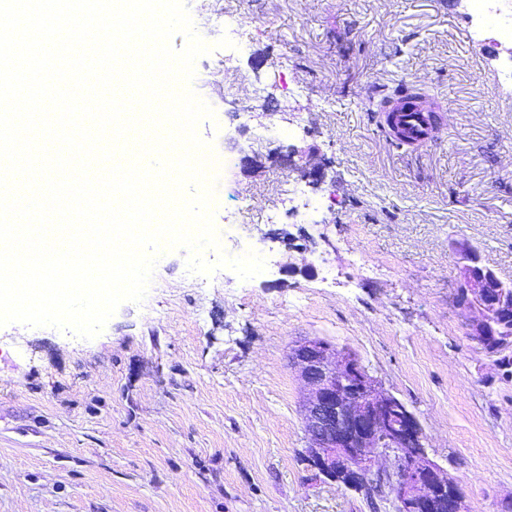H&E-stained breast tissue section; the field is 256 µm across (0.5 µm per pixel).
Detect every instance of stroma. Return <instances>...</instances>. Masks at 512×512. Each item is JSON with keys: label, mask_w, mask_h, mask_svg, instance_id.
<instances>
[{"label": "stroma", "mask_w": 512, "mask_h": 512, "mask_svg": "<svg viewBox=\"0 0 512 512\" xmlns=\"http://www.w3.org/2000/svg\"><path fill=\"white\" fill-rule=\"evenodd\" d=\"M185 2L212 46L191 87L214 111L198 126L222 160L214 225L267 271L192 274L171 250L92 339L0 326V512H393L303 463L290 353L306 338L353 352L407 406L469 512H504L512 378L454 295L462 241L512 282V45L474 40L455 0ZM401 82L445 118L418 148L367 109ZM291 146L295 165L270 160ZM294 184L320 208L268 223Z\"/></svg>", "instance_id": "stroma-1"}]
</instances>
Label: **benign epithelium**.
<instances>
[{
	"label": "benign epithelium",
	"instance_id": "1",
	"mask_svg": "<svg viewBox=\"0 0 512 512\" xmlns=\"http://www.w3.org/2000/svg\"><path fill=\"white\" fill-rule=\"evenodd\" d=\"M458 247L456 302L474 313L467 335L482 345L497 335V321L512 319V283L485 265L474 247ZM291 359L308 389L306 453L317 476L334 482L352 470L361 486L391 503L395 512H468L461 491L435 495L448 487V474L428 458L413 414L383 390L356 356L305 339L294 346ZM380 455L391 459V468H375Z\"/></svg>",
	"mask_w": 512,
	"mask_h": 512
}]
</instances>
